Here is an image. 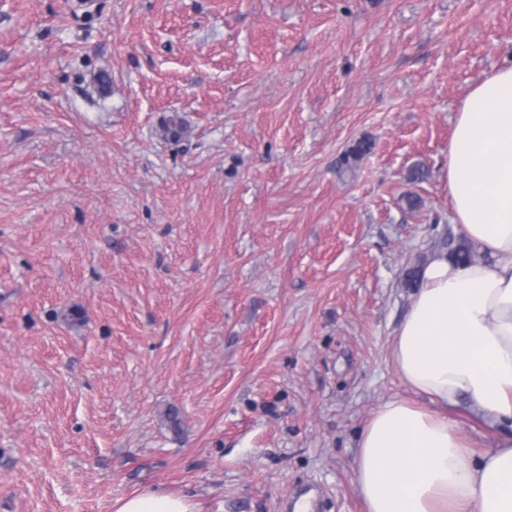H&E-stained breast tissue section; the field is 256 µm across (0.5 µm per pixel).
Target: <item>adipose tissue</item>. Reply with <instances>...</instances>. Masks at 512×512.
<instances>
[{"label": "adipose tissue", "instance_id": "1", "mask_svg": "<svg viewBox=\"0 0 512 512\" xmlns=\"http://www.w3.org/2000/svg\"><path fill=\"white\" fill-rule=\"evenodd\" d=\"M452 221L479 255L437 252L393 340L402 383L428 396L379 405L363 427L353 480L367 512H512V66L461 103L448 148ZM465 403L499 431L476 453L448 407ZM112 512H199L158 489L117 499Z\"/></svg>", "mask_w": 512, "mask_h": 512}]
</instances>
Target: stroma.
Returning <instances> with one entry per match:
<instances>
[{"mask_svg": "<svg viewBox=\"0 0 512 512\" xmlns=\"http://www.w3.org/2000/svg\"><path fill=\"white\" fill-rule=\"evenodd\" d=\"M506 65L512 0H0V512H366L405 274ZM190 498L158 489L137 491L112 503L113 512H200Z\"/></svg>", "mask_w": 512, "mask_h": 512, "instance_id": "obj_1", "label": "stroma"}]
</instances>
